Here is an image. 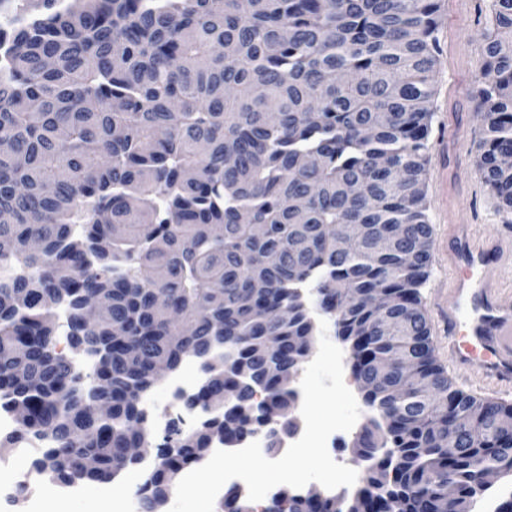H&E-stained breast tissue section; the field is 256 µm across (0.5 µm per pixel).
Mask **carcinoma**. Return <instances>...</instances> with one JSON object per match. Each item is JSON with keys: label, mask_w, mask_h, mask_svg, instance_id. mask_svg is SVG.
I'll return each mask as SVG.
<instances>
[{"label": "carcinoma", "mask_w": 512, "mask_h": 512, "mask_svg": "<svg viewBox=\"0 0 512 512\" xmlns=\"http://www.w3.org/2000/svg\"><path fill=\"white\" fill-rule=\"evenodd\" d=\"M439 0H0V410L61 486L154 459L140 512L219 442L276 454L316 317L373 415L367 512H465L512 477V405L436 363L427 142ZM478 173L512 215V0H492ZM350 224L365 233L329 247ZM64 313L67 349L57 348ZM194 355L201 414L150 437L159 363ZM95 460L93 469L82 461ZM457 497L448 503V486ZM220 512H256L235 487ZM263 512H340L283 487Z\"/></svg>", "instance_id": "obj_1"}]
</instances>
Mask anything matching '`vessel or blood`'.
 Instances as JSON below:
<instances>
[{
  "label": "vessel or blood",
  "mask_w": 512,
  "mask_h": 512,
  "mask_svg": "<svg viewBox=\"0 0 512 512\" xmlns=\"http://www.w3.org/2000/svg\"><path fill=\"white\" fill-rule=\"evenodd\" d=\"M439 249L448 287L437 311L448 321V366L481 391L512 387V292L488 280V267L512 266V238L452 224Z\"/></svg>",
  "instance_id": "obj_1"
}]
</instances>
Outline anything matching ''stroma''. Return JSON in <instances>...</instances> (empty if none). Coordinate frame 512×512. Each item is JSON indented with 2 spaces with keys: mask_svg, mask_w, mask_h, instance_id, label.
<instances>
[{
  "mask_svg": "<svg viewBox=\"0 0 512 512\" xmlns=\"http://www.w3.org/2000/svg\"><path fill=\"white\" fill-rule=\"evenodd\" d=\"M490 0H442L439 40L441 55L433 73V117L428 138L426 215L433 241H440L448 225L465 221L489 230L512 234V226L498 210V202L477 172L482 120L475 111L472 91L479 71L483 33ZM448 266L432 253L427 278L420 288L422 308L431 327L436 361H443L448 330L437 314L439 288ZM31 463L17 459L13 449L0 448V512H104L109 499L97 485H86L78 496L43 482L40 491L20 493Z\"/></svg>",
  "mask_w": 512,
  "mask_h": 512,
  "instance_id": "obj_1",
  "label": "stroma"
}]
</instances>
